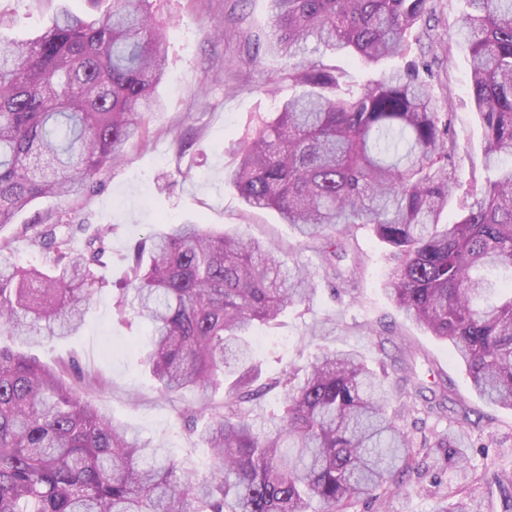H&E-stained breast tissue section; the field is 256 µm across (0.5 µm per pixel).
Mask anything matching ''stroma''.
<instances>
[{
    "instance_id": "stroma-1",
    "label": "stroma",
    "mask_w": 512,
    "mask_h": 512,
    "mask_svg": "<svg viewBox=\"0 0 512 512\" xmlns=\"http://www.w3.org/2000/svg\"><path fill=\"white\" fill-rule=\"evenodd\" d=\"M89 12L87 0H0V16L7 19L0 41L33 38L60 9ZM466 11L465 0H436L432 55L434 70L454 90L448 114L459 145L458 185L448 199L442 221H457L470 193L481 190L484 167L483 129L469 92L468 54L449 46ZM157 23L167 28L168 67L157 93L164 103L149 113L144 142L127 145L123 159L100 171L85 196L41 198L0 229L21 263L38 265L40 249L31 246L24 225L51 223L66 214L75 250L101 229H109L111 251L99 276L108 287L99 289L82 330L71 337L28 348L27 353L52 366L73 362L77 383L113 421L141 437L163 445L184 466L199 467L208 450L201 428H188L182 411L195 405L199 392L165 396L141 362L144 320L119 322L114 315L112 282L122 278L131 246L165 224L201 222L216 230L240 232L288 247L292 261L314 276L316 292L288 309L276 325L252 338L265 377H280L286 365L305 366L322 349H354L374 369L382 367L383 351L400 344L411 347L420 382L448 378L456 396L487 415L491 423L481 446L467 449L469 471L476 485L478 512H505L500 482H512V409L491 406L473 391L464 367L447 343L405 319L384 291L390 270L388 247L370 229L357 231L353 251L360 269L355 289L327 279L320 256L300 246L295 231L270 210L247 205L224 173L230 169L239 142L250 137L262 120L272 118L278 99L292 89L288 71L292 59L268 48L271 21L268 0H153ZM223 38L212 35L215 26ZM260 36V66L247 62L248 39ZM308 59L346 71L349 80L379 78L382 71L403 66L393 57L378 68L353 64L350 57L313 49ZM276 80L277 97L254 93L256 84ZM433 476H410L399 495L384 501H364L357 512H436L440 499L459 484L446 456L436 454Z\"/></svg>"
}]
</instances>
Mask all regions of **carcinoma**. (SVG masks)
Masks as SVG:
<instances>
[{
  "label": "carcinoma",
  "mask_w": 512,
  "mask_h": 512,
  "mask_svg": "<svg viewBox=\"0 0 512 512\" xmlns=\"http://www.w3.org/2000/svg\"><path fill=\"white\" fill-rule=\"evenodd\" d=\"M97 15L60 10L30 41L0 47V229L43 197H78L96 174L146 136L145 116L166 68L165 31L150 0H111ZM461 35L482 122L489 173L461 219L441 223L456 183L458 145L437 112L424 56L366 84L301 60L294 93L263 122L228 174L251 207L275 210L334 259L361 226L390 248L385 282L405 317L447 342L475 392L512 409V0H466ZM271 40L295 58L314 39L370 65L408 52L433 0H270ZM63 223L35 230L42 266L0 245V336L41 345L76 334L103 280L99 232L78 253ZM286 249L205 224H171L136 249L115 316L146 318L142 361L167 394L225 390L207 418L206 475L165 448L118 427L66 379L70 365H42L0 347V512H351L385 498L403 477L428 471L432 449L465 471L482 417L449 406L445 389L424 398L428 416L457 429L430 438L399 424L409 379L388 381L355 350L314 356L262 381L250 336L315 292L288 266ZM282 401L256 423V402ZM438 512H478L468 475Z\"/></svg>",
  "instance_id": "cac0c4a2"
}]
</instances>
